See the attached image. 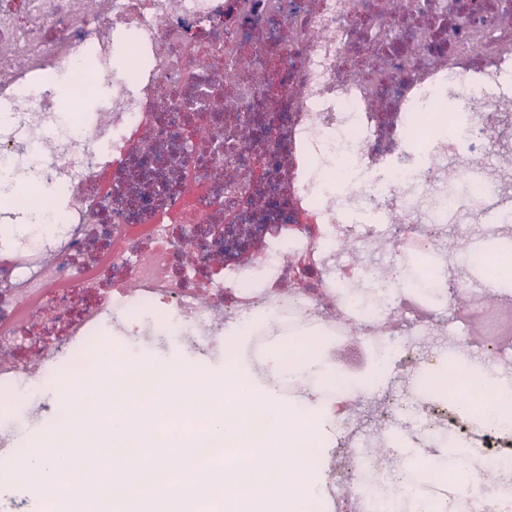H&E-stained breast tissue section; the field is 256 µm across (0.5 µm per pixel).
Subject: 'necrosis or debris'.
<instances>
[{
    "label": "necrosis or debris",
    "instance_id": "1",
    "mask_svg": "<svg viewBox=\"0 0 512 512\" xmlns=\"http://www.w3.org/2000/svg\"><path fill=\"white\" fill-rule=\"evenodd\" d=\"M0 4V161L19 150L0 222L41 217L51 232L0 243V403L33 381L12 360L33 321L69 317L54 357L110 348L140 326L115 363L81 366L87 390L68 414L102 429L100 396L113 367L179 340L195 354L230 352L252 379L269 342L356 336L385 364L374 380L281 373L298 413L317 387L314 428L326 478L312 490L333 512L338 489L381 512L376 474L405 498L458 500L464 512H512L487 467L512 459V425L424 403L433 365L471 353L468 372L512 380V344H474L419 286L367 260L368 244L440 256L445 228L492 265L489 240L512 221L505 173L470 161L512 144V0H21ZM136 56L118 68L116 51ZM95 100L92 116L62 118L60 99ZM455 111H448L447 102ZM445 125L449 139L429 138ZM480 223V231L462 224ZM119 246L109 284L73 263L98 237ZM361 262H351V255ZM167 287L141 285L145 256ZM363 280L368 296L347 290ZM383 402L384 422L417 445L439 428L459 434L472 464L465 484L406 477L395 454L374 461L357 398Z\"/></svg>",
    "mask_w": 512,
    "mask_h": 512
}]
</instances>
